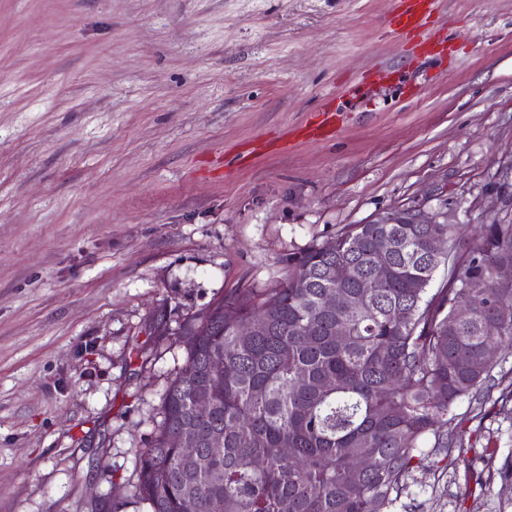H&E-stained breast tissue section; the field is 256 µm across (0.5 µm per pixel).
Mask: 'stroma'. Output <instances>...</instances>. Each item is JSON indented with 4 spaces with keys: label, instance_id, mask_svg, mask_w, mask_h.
I'll return each instance as SVG.
<instances>
[{
    "label": "stroma",
    "instance_id": "stroma-1",
    "mask_svg": "<svg viewBox=\"0 0 512 512\" xmlns=\"http://www.w3.org/2000/svg\"><path fill=\"white\" fill-rule=\"evenodd\" d=\"M404 6L0 0V512H149L181 326L288 254L410 206L475 235L512 162V0L400 36ZM453 412L463 449L422 444L397 512H512V404Z\"/></svg>",
    "mask_w": 512,
    "mask_h": 512
}]
</instances>
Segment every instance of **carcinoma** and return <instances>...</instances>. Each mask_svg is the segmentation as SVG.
I'll return each instance as SVG.
<instances>
[{
  "label": "carcinoma",
  "instance_id": "carcinoma-1",
  "mask_svg": "<svg viewBox=\"0 0 512 512\" xmlns=\"http://www.w3.org/2000/svg\"><path fill=\"white\" fill-rule=\"evenodd\" d=\"M432 235L448 239L447 255L427 250ZM382 240L391 247L377 268ZM504 263L506 212L469 241L455 224H348L288 255L279 287L232 293L183 325L185 362L138 454L137 497L150 512H394L418 482L420 444L452 447L457 402L489 395L487 349L512 351V285L493 275ZM341 264L349 275L338 279ZM339 290L346 300L326 310ZM466 302L471 318L452 323ZM215 383L199 418L193 396ZM175 432L196 441L198 465L183 464Z\"/></svg>",
  "mask_w": 512,
  "mask_h": 512
}]
</instances>
